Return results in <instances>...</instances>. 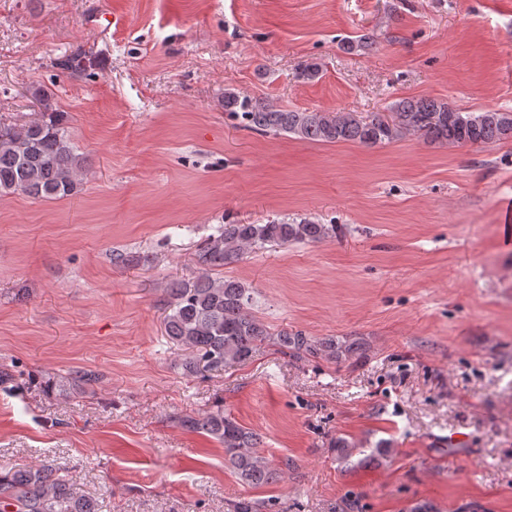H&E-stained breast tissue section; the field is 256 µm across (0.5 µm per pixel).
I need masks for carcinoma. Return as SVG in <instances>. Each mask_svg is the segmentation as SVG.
<instances>
[{"label": "carcinoma", "mask_w": 512, "mask_h": 512, "mask_svg": "<svg viewBox=\"0 0 512 512\" xmlns=\"http://www.w3.org/2000/svg\"><path fill=\"white\" fill-rule=\"evenodd\" d=\"M92 51L77 47L60 63L63 72L92 71ZM40 119L21 128L0 125V196L22 193L30 198L61 199L72 195L85 159L74 153L65 126L66 114L52 94L32 93ZM224 111L257 133L292 135L305 142H356L366 146L394 142L417 134L439 144L488 145L512 140V112H464L429 97L400 98L389 112L288 110L260 103L229 89ZM336 233L334 224L303 221L289 224H221L200 244L201 271L168 288L164 318L168 340L184 351V370L202 375L227 365L246 364L261 345L271 342L283 353L298 357L339 360L365 351L362 342H339L334 336L313 339L301 331L273 332L253 312V288L224 275V269L253 250L290 243H317ZM75 386L98 380L91 370H74L68 377ZM184 428L204 433L224 447V465L245 484L277 482L282 468L259 455L260 437L219 406L201 416L179 419ZM63 468L31 465L0 470V512H100L98 501L76 488ZM252 498L231 504V512H264Z\"/></svg>", "instance_id": "obj_1"}]
</instances>
